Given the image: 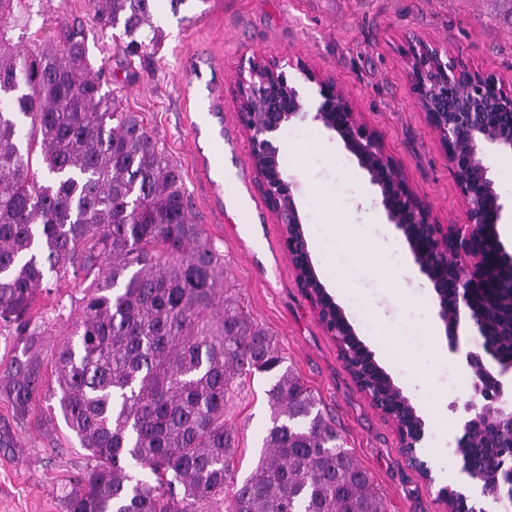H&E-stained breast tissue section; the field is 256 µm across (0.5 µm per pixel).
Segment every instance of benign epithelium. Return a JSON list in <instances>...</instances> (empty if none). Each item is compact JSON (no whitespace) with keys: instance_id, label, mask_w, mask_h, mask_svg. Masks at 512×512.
Returning <instances> with one entry per match:
<instances>
[{"instance_id":"obj_1","label":"benign epithelium","mask_w":512,"mask_h":512,"mask_svg":"<svg viewBox=\"0 0 512 512\" xmlns=\"http://www.w3.org/2000/svg\"><path fill=\"white\" fill-rule=\"evenodd\" d=\"M408 67L417 101L448 157V167L463 197L467 223L444 230L431 220L427 207L410 187L385 144L354 112L335 81L301 68L307 81L319 87V99L308 106L290 83L278 60H255L239 79L238 116L251 145V163L259 188L282 227L283 247L298 285L317 309L321 322L333 315L344 335L356 337L343 310L319 280L304 232L303 216L287 179L280 132L307 118L334 133L352 154L380 196L388 223L401 231L416 264L427 277L439 306V316L456 337L459 318L448 319V289L458 291L460 309L467 312L479 336L487 334L484 304L499 288L512 285V255L500 242L496 224L504 205L496 191L487 159L495 151H512V91L481 73H464L448 53L420 42ZM475 373V399L465 405L468 415L459 446L469 447L478 416L494 422L503 411L502 388L481 355L470 352Z\"/></svg>"}]
</instances>
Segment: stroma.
<instances>
[{
	"instance_id": "obj_1",
	"label": "stroma",
	"mask_w": 512,
	"mask_h": 512,
	"mask_svg": "<svg viewBox=\"0 0 512 512\" xmlns=\"http://www.w3.org/2000/svg\"><path fill=\"white\" fill-rule=\"evenodd\" d=\"M46 24L37 38L55 45L64 28L81 30L92 67H103L125 108L139 113L152 137L181 170L195 223L224 254V287L270 336L289 366L334 416L344 445L369 473L388 512H445L438 493L452 486L474 512H512V503L484 495L461 470L458 440L463 406L474 395L466 354L478 336L450 352L433 336L438 303L377 190L341 142L304 121L281 133L284 170L296 174L294 195L308 243L332 256L316 271L424 422L422 476L399 448L394 424L373 407L340 358L335 339L298 286L282 228L256 181L250 143L237 114L240 72L253 59L286 61L290 79L308 101L316 84L309 66L346 92L362 121L383 139L435 223L462 224L465 205L448 159L417 103L408 73L409 50L425 40L448 50L459 69L496 75L512 88V0H191L172 13L154 0L157 50L129 55L122 41L101 33L89 0H44ZM504 204L497 229L512 254V153L491 155ZM347 204L337 216L339 204ZM389 269L398 289L374 271ZM269 374L253 373L224 413L236 435L234 468L255 467L270 426L264 391ZM0 512H65L69 481L95 465L59 410L38 404L18 415L0 396Z\"/></svg>"
}]
</instances>
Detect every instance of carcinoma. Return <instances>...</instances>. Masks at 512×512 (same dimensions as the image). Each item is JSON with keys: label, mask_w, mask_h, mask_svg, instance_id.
<instances>
[{"label": "carcinoma", "mask_w": 512, "mask_h": 512, "mask_svg": "<svg viewBox=\"0 0 512 512\" xmlns=\"http://www.w3.org/2000/svg\"><path fill=\"white\" fill-rule=\"evenodd\" d=\"M91 3L130 53L157 43L152 0ZM41 18L42 0H0V324L14 336L0 391L27 413L45 387L39 342L69 324L55 349L58 403L97 465L73 480L65 512H220L222 501L225 512H387L320 400L224 297V254L189 217L179 167L89 67L81 32L51 51L13 41ZM68 272L92 278L83 296L34 315L38 288ZM488 311L501 335L486 340L512 357V307ZM255 371L273 377L271 427L239 482L224 406ZM381 383L365 386L408 424L405 398ZM493 438L512 448V418ZM498 458H479L492 489Z\"/></svg>", "instance_id": "cac0c4a2"}]
</instances>
